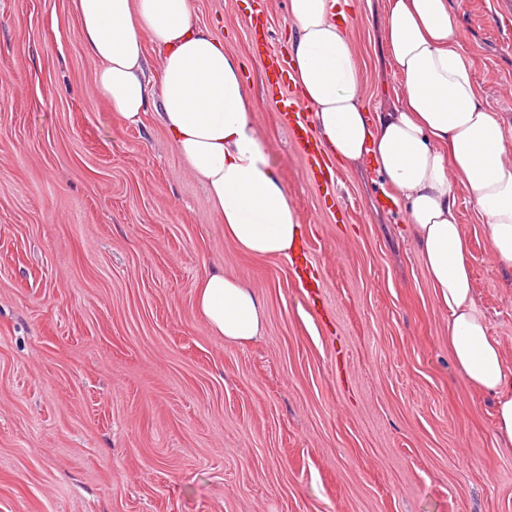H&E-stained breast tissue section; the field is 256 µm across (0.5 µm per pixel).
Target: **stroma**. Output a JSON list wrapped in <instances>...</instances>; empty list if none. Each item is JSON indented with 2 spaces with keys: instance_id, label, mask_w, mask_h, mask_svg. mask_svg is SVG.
I'll return each mask as SVG.
<instances>
[{
  "instance_id": "1",
  "label": "stroma",
  "mask_w": 512,
  "mask_h": 512,
  "mask_svg": "<svg viewBox=\"0 0 512 512\" xmlns=\"http://www.w3.org/2000/svg\"><path fill=\"white\" fill-rule=\"evenodd\" d=\"M383 0H345L363 105L398 84ZM483 102L512 118V0H451ZM243 63L253 122L321 288L242 253L155 113L93 88L72 0H0V512H512V450L448 352V315L369 164L320 190L251 54L243 0H193ZM458 218L491 336L512 361V270L474 204ZM221 270L264 300L226 344L194 285Z\"/></svg>"
}]
</instances>
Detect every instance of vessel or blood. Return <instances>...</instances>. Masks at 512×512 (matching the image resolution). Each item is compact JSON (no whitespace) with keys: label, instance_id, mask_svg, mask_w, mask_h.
Returning <instances> with one entry per match:
<instances>
[{"label":"vessel or blood","instance_id":"1","mask_svg":"<svg viewBox=\"0 0 512 512\" xmlns=\"http://www.w3.org/2000/svg\"><path fill=\"white\" fill-rule=\"evenodd\" d=\"M251 47L263 63L268 87L276 98V106L297 145L311 182L323 191L325 202H335V168L329 154L314 137L297 94L290 82V66L283 54L272 51L268 44V19L255 15L249 20Z\"/></svg>","mask_w":512,"mask_h":512}]
</instances>
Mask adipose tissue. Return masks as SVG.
<instances>
[{
	"label": "adipose tissue",
	"mask_w": 512,
	"mask_h": 512,
	"mask_svg": "<svg viewBox=\"0 0 512 512\" xmlns=\"http://www.w3.org/2000/svg\"><path fill=\"white\" fill-rule=\"evenodd\" d=\"M80 42L97 62L95 87L126 123L155 112L204 186L224 236L255 257L293 259L302 227L250 117L238 57L195 23L192 0H72ZM340 0H289L291 84L313 111L328 153L371 159L407 205L408 235L437 302L464 382L491 396L495 435L512 447V368L490 336L472 279L456 198L483 223L492 260L512 268V123L483 103L448 0H384L383 42L398 79L392 110L368 114ZM158 74L146 75L148 49ZM196 311L225 343L262 336L264 305L243 277L213 271L195 286Z\"/></svg>",
	"instance_id": "ef3b65f1"
}]
</instances>
